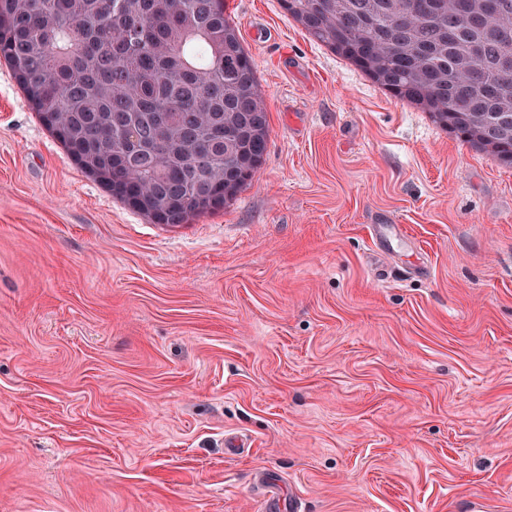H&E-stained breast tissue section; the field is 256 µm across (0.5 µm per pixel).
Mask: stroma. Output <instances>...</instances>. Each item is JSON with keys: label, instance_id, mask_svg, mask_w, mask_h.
<instances>
[{"label": "stroma", "instance_id": "obj_1", "mask_svg": "<svg viewBox=\"0 0 512 512\" xmlns=\"http://www.w3.org/2000/svg\"><path fill=\"white\" fill-rule=\"evenodd\" d=\"M224 4L269 149L174 232L0 63V512H260L269 476L299 512H512V167ZM374 224L428 276H380Z\"/></svg>", "mask_w": 512, "mask_h": 512}]
</instances>
